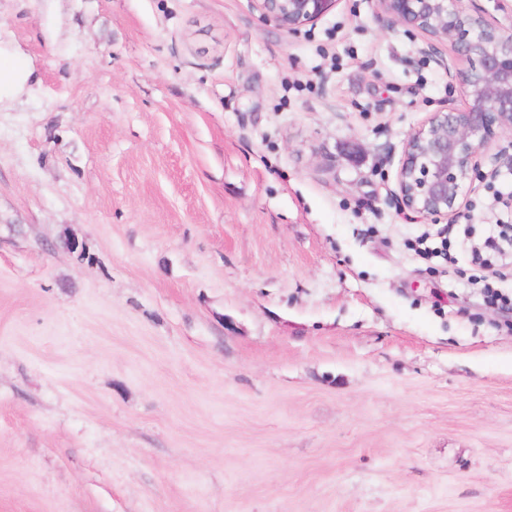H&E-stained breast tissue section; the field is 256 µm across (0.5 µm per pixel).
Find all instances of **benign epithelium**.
Listing matches in <instances>:
<instances>
[{
	"instance_id": "obj_1",
	"label": "benign epithelium",
	"mask_w": 512,
	"mask_h": 512,
	"mask_svg": "<svg viewBox=\"0 0 512 512\" xmlns=\"http://www.w3.org/2000/svg\"><path fill=\"white\" fill-rule=\"evenodd\" d=\"M337 0H252L261 15L290 32L320 19ZM388 21L425 36L423 51L454 49L466 106L432 113L406 140L397 174L401 205L426 217L457 221L480 151L512 131V25L488 20L463 0H377Z\"/></svg>"
}]
</instances>
